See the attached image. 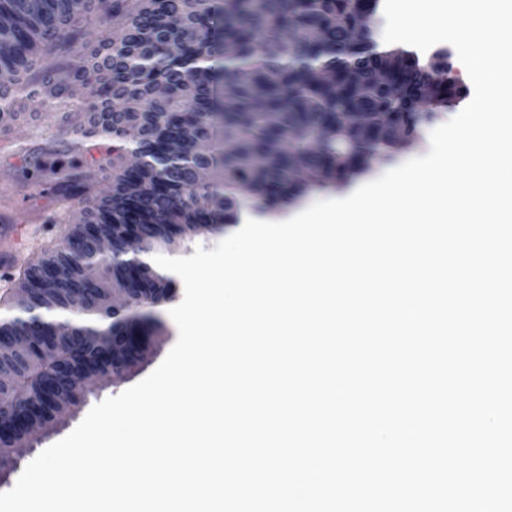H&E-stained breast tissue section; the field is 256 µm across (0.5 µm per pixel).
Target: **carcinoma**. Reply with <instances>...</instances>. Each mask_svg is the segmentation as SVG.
Instances as JSON below:
<instances>
[{
    "mask_svg": "<svg viewBox=\"0 0 512 512\" xmlns=\"http://www.w3.org/2000/svg\"><path fill=\"white\" fill-rule=\"evenodd\" d=\"M365 9L376 12L377 0H0V38L13 44L0 64V127L38 121L18 109L24 98L41 99L46 112L78 102L77 115L57 121L75 138L46 140L35 165L61 200L86 201L72 235L85 224L110 235L136 210L149 249L175 251L180 224L203 232L238 223L244 210L278 217L313 193L378 176L463 95L448 80L447 60L422 64L403 47H379L372 29L358 34L355 17ZM95 22L105 30L94 41ZM349 112L368 113V127L349 126ZM215 118L234 143L232 153L206 159L223 175L219 210L210 184H195L190 168L149 162L169 139L193 155ZM89 137L114 142L119 159L135 153L112 165L104 196H93L85 170ZM291 167L306 173L304 184L289 183ZM67 263L59 246L30 263L16 308L60 307L62 293L39 273ZM14 334L36 336L30 325L0 320V335ZM74 354L98 363L90 344L62 345L51 361L35 348L4 356L0 423L40 402L45 377Z\"/></svg>",
    "mask_w": 512,
    "mask_h": 512,
    "instance_id": "carcinoma-1",
    "label": "carcinoma"
}]
</instances>
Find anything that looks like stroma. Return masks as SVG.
I'll return each instance as SVG.
<instances>
[{
	"mask_svg": "<svg viewBox=\"0 0 512 512\" xmlns=\"http://www.w3.org/2000/svg\"><path fill=\"white\" fill-rule=\"evenodd\" d=\"M1 198L5 199L6 204L0 206V225L10 224L15 228L13 237L0 241V320H3L11 318L16 311L13 300L24 268L45 249L56 247L72 233L81 217L83 205L76 200L59 203L51 183L39 181L31 166L19 158L14 159L11 166L0 167ZM168 311L169 307L165 304L156 310L163 329L150 338L152 354L149 359L125 379L95 389L64 425L42 437L33 450L24 451L20 468L11 470L0 481L1 492L14 487L22 466L28 465L39 452L70 434L91 406L137 384L160 365L178 336Z\"/></svg>",
	"mask_w": 512,
	"mask_h": 512,
	"instance_id": "obj_1",
	"label": "stroma"
}]
</instances>
